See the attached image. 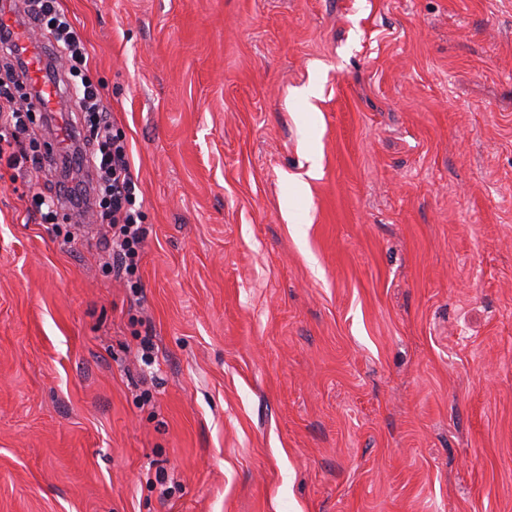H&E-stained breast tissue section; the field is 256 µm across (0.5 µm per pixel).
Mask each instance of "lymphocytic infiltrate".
I'll use <instances>...</instances> for the list:
<instances>
[{
  "label": "lymphocytic infiltrate",
  "instance_id": "lymphocytic-infiltrate-1",
  "mask_svg": "<svg viewBox=\"0 0 512 512\" xmlns=\"http://www.w3.org/2000/svg\"><path fill=\"white\" fill-rule=\"evenodd\" d=\"M24 11L52 42L54 76L79 89V110L85 133L81 143L72 146L62 160L63 168L89 160L93 195L85 197L67 190L73 208H95L101 223L112 235L106 244L112 250V267L120 275H131L137 268L146 231L136 208L138 184L131 172L127 145L112 133V115L102 102V93L88 69V52L83 35L60 0H23ZM11 34L0 28V159L8 164L28 163L45 167L46 158L29 152L23 139L31 113L39 111L38 94L15 98L14 87L23 85L26 67L10 46Z\"/></svg>",
  "mask_w": 512,
  "mask_h": 512
}]
</instances>
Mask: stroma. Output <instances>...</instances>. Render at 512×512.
Instances as JSON below:
<instances>
[{"label":"stroma","instance_id":"1","mask_svg":"<svg viewBox=\"0 0 512 512\" xmlns=\"http://www.w3.org/2000/svg\"><path fill=\"white\" fill-rule=\"evenodd\" d=\"M61 5L147 239L126 279L32 216L87 178L34 113L0 512H512V0Z\"/></svg>","mask_w":512,"mask_h":512}]
</instances>
